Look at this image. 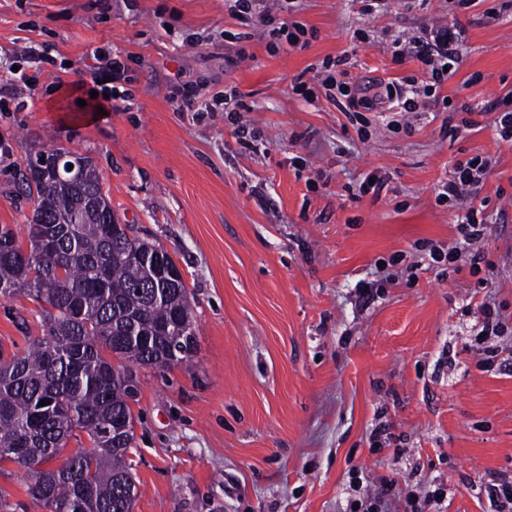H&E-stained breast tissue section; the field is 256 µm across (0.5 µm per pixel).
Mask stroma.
Here are the masks:
<instances>
[{"label": "stroma", "mask_w": 512, "mask_h": 512, "mask_svg": "<svg viewBox=\"0 0 512 512\" xmlns=\"http://www.w3.org/2000/svg\"><path fill=\"white\" fill-rule=\"evenodd\" d=\"M500 5L391 0L362 16L349 0H300L310 37L276 53L224 0H0V85L13 86L0 95V224L21 234L32 215L17 193L29 155L89 156L121 223L168 250L189 290L192 357L135 370L134 512H349L358 471L444 485L447 512H493V484L512 480V363L472 346L512 351V144L489 114L464 136L448 129L512 94V10L485 15ZM441 19L465 32L440 90L450 107L398 114L395 131L375 109L361 132L320 85L309 101L291 89L341 59L358 92L386 95L419 74L388 44ZM95 53L124 61L131 107L94 112ZM14 65L38 74L35 91L6 75ZM239 95L250 111L229 110ZM477 154L492 159L487 238L458 271L416 264V243L457 238L435 188ZM374 171L380 194L351 197ZM483 296L502 306V335L479 336L470 302ZM40 333L38 303L0 297L1 350ZM29 482L0 464L13 512H47Z\"/></svg>", "instance_id": "1"}]
</instances>
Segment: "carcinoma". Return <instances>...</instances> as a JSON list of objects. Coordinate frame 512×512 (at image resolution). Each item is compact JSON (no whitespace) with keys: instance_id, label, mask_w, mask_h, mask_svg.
<instances>
[{"instance_id":"obj_1","label":"carcinoma","mask_w":512,"mask_h":512,"mask_svg":"<svg viewBox=\"0 0 512 512\" xmlns=\"http://www.w3.org/2000/svg\"><path fill=\"white\" fill-rule=\"evenodd\" d=\"M79 159L77 189L49 174L23 175L19 190L35 204L25 239L0 225V283L17 285L0 296L44 304V336L21 354L0 351V448L8 449L0 463L30 470V496L54 512H133L127 455L138 385L108 355L158 371L186 361L195 349L194 311L184 280L144 263L157 252L171 263L170 254L129 235L97 167ZM35 224L54 225L52 246L35 240ZM81 433L91 450L42 468Z\"/></svg>"}]
</instances>
